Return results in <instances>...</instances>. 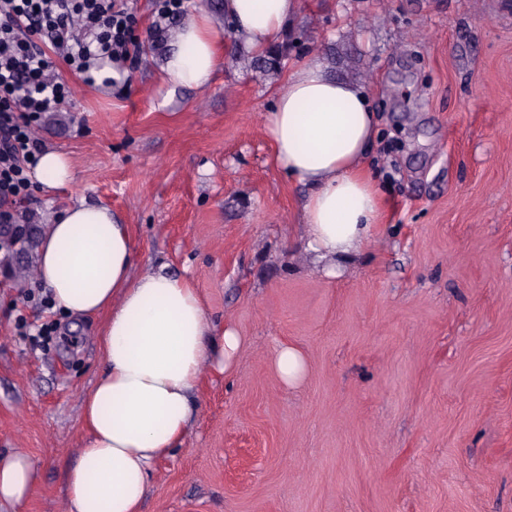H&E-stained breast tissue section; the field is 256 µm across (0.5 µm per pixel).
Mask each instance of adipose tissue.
Wrapping results in <instances>:
<instances>
[{"instance_id": "ef3b65f1", "label": "adipose tissue", "mask_w": 512, "mask_h": 512, "mask_svg": "<svg viewBox=\"0 0 512 512\" xmlns=\"http://www.w3.org/2000/svg\"><path fill=\"white\" fill-rule=\"evenodd\" d=\"M299 9L300 0H224L227 30L198 14L174 33L162 66L166 83L207 88L228 34L264 51L281 40ZM263 120L275 164L308 190L307 252L326 275H341L342 262L359 253L384 215L367 164L379 131L366 88L331 76L311 57L289 72ZM33 176L50 192L71 181L72 164L64 153L46 150ZM136 258L128 225L111 208L83 199L40 238L38 280L54 308L77 321L107 316L104 369L83 397L88 438L65 474L72 512H140L153 464L183 444L212 348L193 284L162 269L133 276ZM40 479L28 455H0V504L26 503Z\"/></svg>"}]
</instances>
